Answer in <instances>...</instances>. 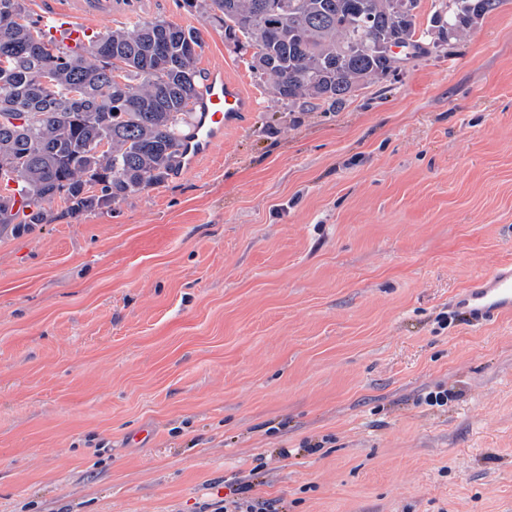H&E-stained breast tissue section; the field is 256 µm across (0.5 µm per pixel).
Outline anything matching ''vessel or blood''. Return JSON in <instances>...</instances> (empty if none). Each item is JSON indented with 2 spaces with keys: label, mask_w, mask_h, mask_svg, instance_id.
I'll list each match as a JSON object with an SVG mask.
<instances>
[{
  "label": "vessel or blood",
  "mask_w": 512,
  "mask_h": 512,
  "mask_svg": "<svg viewBox=\"0 0 512 512\" xmlns=\"http://www.w3.org/2000/svg\"><path fill=\"white\" fill-rule=\"evenodd\" d=\"M39 24L45 41L71 52L82 51L92 35L85 20L62 10L41 13ZM253 107V99L238 81L223 69L210 70L198 92L193 117L180 137V169L197 167L224 133L237 128ZM452 303L456 312L474 324L511 311L512 261L472 280L455 294Z\"/></svg>",
  "instance_id": "vessel-or-blood-1"
}]
</instances>
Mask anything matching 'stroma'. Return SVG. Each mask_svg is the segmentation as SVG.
<instances>
[{"label": "stroma", "instance_id": "1", "mask_svg": "<svg viewBox=\"0 0 512 512\" xmlns=\"http://www.w3.org/2000/svg\"><path fill=\"white\" fill-rule=\"evenodd\" d=\"M27 8L197 29L255 109L0 234V512H512V312L449 307L512 260V0L338 108L278 101L184 0Z\"/></svg>", "mask_w": 512, "mask_h": 512}]
</instances>
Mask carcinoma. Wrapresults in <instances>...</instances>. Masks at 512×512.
I'll list each match as a JSON object with an SVG mask.
<instances>
[{
    "instance_id": "1",
    "label": "carcinoma",
    "mask_w": 512,
    "mask_h": 512,
    "mask_svg": "<svg viewBox=\"0 0 512 512\" xmlns=\"http://www.w3.org/2000/svg\"><path fill=\"white\" fill-rule=\"evenodd\" d=\"M224 23V38L251 51L250 66L290 104L339 106L395 71L381 44L429 53L409 18L414 0H190ZM500 0L434 4L433 27L465 38ZM200 32L164 20L100 34L79 53L49 46L26 0H0V183L13 181L27 210L0 194V232L51 223L59 198L73 212L99 209L160 185L176 169L179 137L199 83ZM54 84L44 83L45 72ZM105 149H100V146Z\"/></svg>"
}]
</instances>
